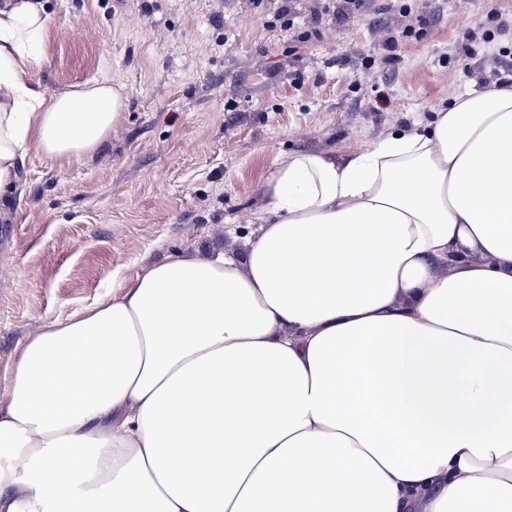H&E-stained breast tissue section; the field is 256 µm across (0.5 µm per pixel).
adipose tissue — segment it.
<instances>
[{
  "label": "adipose tissue",
  "instance_id": "ef3b65f1",
  "mask_svg": "<svg viewBox=\"0 0 512 512\" xmlns=\"http://www.w3.org/2000/svg\"><path fill=\"white\" fill-rule=\"evenodd\" d=\"M50 22L0 0V199L125 108L29 81ZM262 197L243 255L145 266L23 345L0 512H512V81Z\"/></svg>",
  "mask_w": 512,
  "mask_h": 512
}]
</instances>
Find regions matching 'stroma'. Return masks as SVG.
Listing matches in <instances>:
<instances>
[{
  "label": "stroma",
  "mask_w": 512,
  "mask_h": 512,
  "mask_svg": "<svg viewBox=\"0 0 512 512\" xmlns=\"http://www.w3.org/2000/svg\"><path fill=\"white\" fill-rule=\"evenodd\" d=\"M388 0H44L52 25L29 72L51 93L121 85L120 123L69 160L30 149L0 202V380L41 325L96 305L167 258L242 253L263 183L289 155L339 158L427 124L454 96L503 78L512 0H418L423 34L397 61L375 23ZM318 28L320 37L303 40ZM475 30L472 58L459 38Z\"/></svg>",
  "instance_id": "35a3bbf8"
}]
</instances>
